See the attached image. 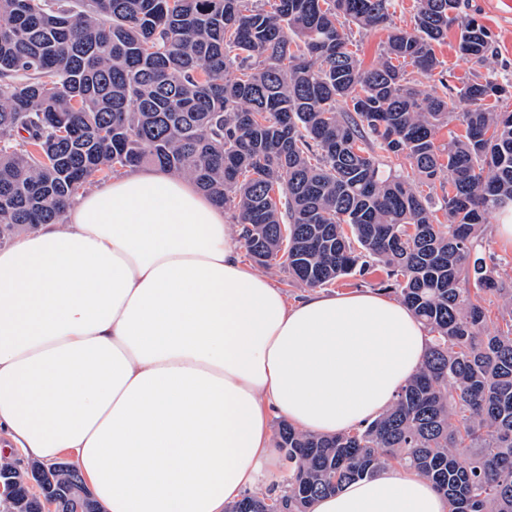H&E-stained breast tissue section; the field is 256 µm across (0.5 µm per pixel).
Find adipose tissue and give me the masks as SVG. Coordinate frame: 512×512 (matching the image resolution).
Wrapping results in <instances>:
<instances>
[{
    "label": "adipose tissue",
    "instance_id": "adipose-tissue-1",
    "mask_svg": "<svg viewBox=\"0 0 512 512\" xmlns=\"http://www.w3.org/2000/svg\"><path fill=\"white\" fill-rule=\"evenodd\" d=\"M193 180L127 171L0 245V432L67 458L105 512H226L271 481L273 419L349 432L386 411L429 334L383 293L296 301L240 256ZM310 512H448L394 466Z\"/></svg>",
    "mask_w": 512,
    "mask_h": 512
}]
</instances>
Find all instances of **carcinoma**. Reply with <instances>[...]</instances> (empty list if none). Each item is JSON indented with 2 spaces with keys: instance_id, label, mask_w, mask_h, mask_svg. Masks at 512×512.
Wrapping results in <instances>:
<instances>
[{
  "instance_id": "1",
  "label": "carcinoma",
  "mask_w": 512,
  "mask_h": 512,
  "mask_svg": "<svg viewBox=\"0 0 512 512\" xmlns=\"http://www.w3.org/2000/svg\"><path fill=\"white\" fill-rule=\"evenodd\" d=\"M391 0H0V243L63 220L98 177L158 165L194 180L242 225L251 259L278 257L309 288L385 274L430 334L426 359L391 407L322 437L279 422L288 512L396 460L428 479L449 512H512V310L487 331L488 298L512 299L503 259L478 231L512 210V112L490 78L465 83L461 111L430 77L435 46L482 65L489 30L462 0H417L364 69L344 26L384 27ZM457 121L461 134L440 129ZM398 161L385 170L378 152ZM441 188L433 199L416 189ZM476 286L471 291L470 285ZM7 512H103L70 498L82 477L3 461Z\"/></svg>"
}]
</instances>
